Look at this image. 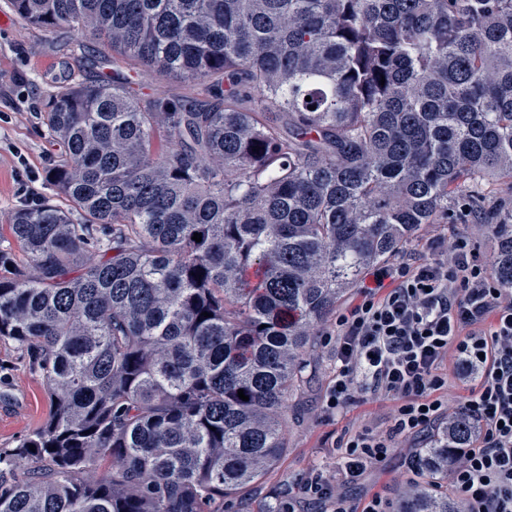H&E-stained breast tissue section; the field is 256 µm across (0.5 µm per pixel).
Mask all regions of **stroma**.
<instances>
[{
	"label": "stroma",
	"mask_w": 512,
	"mask_h": 512,
	"mask_svg": "<svg viewBox=\"0 0 512 512\" xmlns=\"http://www.w3.org/2000/svg\"><path fill=\"white\" fill-rule=\"evenodd\" d=\"M9 16L0 26V250L11 253L15 263L27 259L14 242L9 218L23 208L17 192L18 158H25L36 179L32 188L39 197L53 195L47 172L59 160L62 146L48 133L42 119L43 102L49 94L80 77L79 57L94 60L111 56V48L93 37L75 44L71 33L53 34L24 25L12 17L8 0H0V15ZM477 198L483 221L457 225L482 255L493 252L488 225L512 212V181L491 180L480 184ZM315 378L304 393L294 396L288 410V451L280 464L257 487L247 490L250 512H268L271 503L296 493L300 479L313 468L336 471L337 440L345 429L359 422L379 425L387 420L392 404L387 400L359 402L341 418L328 417L324 396L335 370L332 347H320L312 362ZM52 405L43 376L34 371L26 354L16 345L0 342V448H11L36 431L48 419ZM412 474L399 455L368 470L363 479L348 485L346 494L360 500L366 491H380L397 499Z\"/></svg>",
	"instance_id": "obj_1"
}]
</instances>
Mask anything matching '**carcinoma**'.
I'll use <instances>...</instances> for the list:
<instances>
[{"label":"carcinoma","mask_w":512,"mask_h":512,"mask_svg":"<svg viewBox=\"0 0 512 512\" xmlns=\"http://www.w3.org/2000/svg\"><path fill=\"white\" fill-rule=\"evenodd\" d=\"M10 5L202 97L92 62L46 101L69 207L11 215L37 277L0 250V342L53 412L0 448V512H245L340 302L462 193L512 179V0ZM487 230L512 288V215ZM472 429L417 450L433 481L397 512H460L443 480ZM142 92L146 94H154L157 91L164 92L169 96H193L200 92V88L190 89L180 83H159L148 73L141 72L137 77Z\"/></svg>","instance_id":"1"}]
</instances>
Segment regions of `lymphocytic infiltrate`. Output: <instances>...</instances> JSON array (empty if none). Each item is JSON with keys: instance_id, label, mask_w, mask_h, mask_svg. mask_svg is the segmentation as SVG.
<instances>
[{"instance_id": "f902f5d3", "label": "lymphocytic infiltrate", "mask_w": 512, "mask_h": 512, "mask_svg": "<svg viewBox=\"0 0 512 512\" xmlns=\"http://www.w3.org/2000/svg\"><path fill=\"white\" fill-rule=\"evenodd\" d=\"M425 247V254L373 269V286L334 321L326 412L340 415L357 401L388 398L396 406L387 426L345 432L335 475L309 473L288 512L312 503L323 512H393L379 493L353 504L344 485L397 452L413 465L410 440L461 417L475 429L455 451L449 497L462 512H512V289L496 280L468 236L432 237ZM452 382L467 390L454 403L444 397Z\"/></svg>"}]
</instances>
